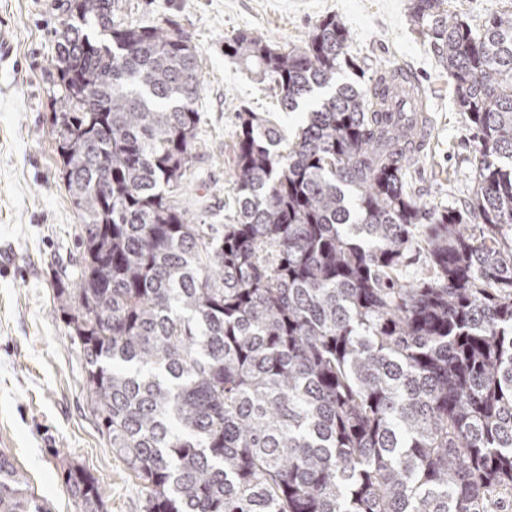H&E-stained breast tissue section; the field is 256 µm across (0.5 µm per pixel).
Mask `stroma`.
<instances>
[{
    "label": "stroma",
    "instance_id": "35a3bbf8",
    "mask_svg": "<svg viewBox=\"0 0 512 512\" xmlns=\"http://www.w3.org/2000/svg\"><path fill=\"white\" fill-rule=\"evenodd\" d=\"M132 23L175 20L202 61L203 120L181 205L206 224L235 214L232 191L238 114L271 113L284 132L303 111H286L267 85L224 54V42L248 31L281 48L303 45L333 15L353 36L367 77L392 67L418 74L427 97V144L411 168L423 204L461 207L474 149L453 100L447 72L410 23L411 0H121ZM67 0H0L10 52L0 63V450L51 512H78L66 491V465L94 474L107 512H142L144 490L103 440L87 401L85 361L54 306L61 282L77 281L80 216L61 187L51 123L61 88L54 35Z\"/></svg>",
    "mask_w": 512,
    "mask_h": 512
}]
</instances>
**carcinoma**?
<instances>
[{"label": "carcinoma", "mask_w": 512, "mask_h": 512, "mask_svg": "<svg viewBox=\"0 0 512 512\" xmlns=\"http://www.w3.org/2000/svg\"><path fill=\"white\" fill-rule=\"evenodd\" d=\"M69 2L55 152L84 235L54 303L144 512H489L512 496V12L474 26L412 0L475 142L461 209L417 203L416 113L386 111L378 78L340 81L358 65L336 17L291 49L226 41L284 108L320 98L291 140L238 113L237 218L219 231L177 205L202 122L195 48L172 21L119 20V0ZM63 483L103 512L89 470ZM0 512H51L2 451Z\"/></svg>", "instance_id": "obj_1"}]
</instances>
